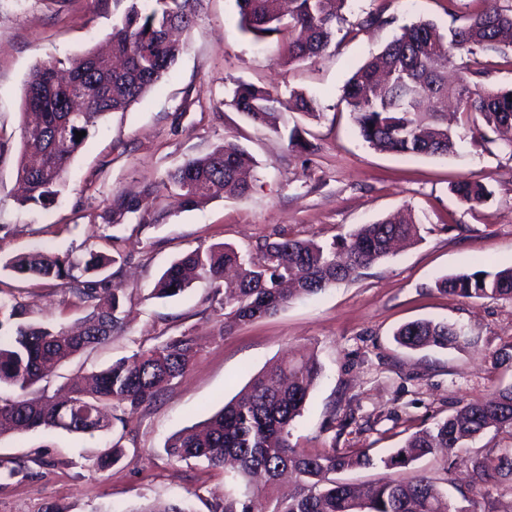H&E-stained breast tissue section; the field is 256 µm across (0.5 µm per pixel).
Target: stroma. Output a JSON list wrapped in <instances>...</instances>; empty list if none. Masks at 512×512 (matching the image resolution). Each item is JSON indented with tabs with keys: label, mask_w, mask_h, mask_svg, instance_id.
I'll use <instances>...</instances> for the list:
<instances>
[{
	"label": "stroma",
	"mask_w": 512,
	"mask_h": 512,
	"mask_svg": "<svg viewBox=\"0 0 512 512\" xmlns=\"http://www.w3.org/2000/svg\"><path fill=\"white\" fill-rule=\"evenodd\" d=\"M484 7L508 13L512 0H351L330 47L316 59L289 64L281 36L259 39L240 29L235 0H200L169 75L127 111L99 120L72 157L55 204L43 209L20 202L17 159L26 81L37 63L107 49L124 5L0 0V257L49 249L76 257L104 251L125 259L114 277L125 294L122 330L57 366L30 389V397L64 393L76 375L167 337L186 332L198 340L188 370L127 424L106 433L0 436V512H101L106 506L131 512L173 500L190 512H210L224 495L241 496V481L203 462L173 461L164 446L230 401L253 376L294 355H314L322 366L292 436L293 444L310 453L335 448L385 454L512 383V367L495 361L498 350L512 345V298L453 297L434 287L446 274L512 265V157L484 148L485 126L467 120L458 127L453 155L379 152L363 141L340 101L346 81L402 26L422 19L456 26ZM378 11L387 24L351 33L352 23ZM511 56L510 48L465 55L457 64H480L488 73L486 88L508 89ZM240 81L314 95L319 118L287 115L289 125L307 130L313 150L289 151L286 132L258 128L237 112L231 99ZM227 140L257 162L247 195L186 207L161 188L167 171ZM471 176L492 192L474 207L450 191L451 183ZM120 193L141 199L142 208L114 225L110 208ZM402 208L421 220L417 244L257 321L225 329L223 317L209 308L211 286L203 279L177 297L152 293L160 272L194 249L225 242L251 250L281 231L329 240ZM0 298L20 301L33 322L71 326L83 314L60 281L0 271ZM421 319L457 324L470 342L427 350L398 345L395 330ZM115 440L122 458L99 467ZM503 448H512V433L490 429L467 441L450 462L430 455L404 469H359L340 478L367 486L425 473L467 512H512L511 480L490 481L475 496L468 492L472 460ZM18 460L37 461L40 477H7V467Z\"/></svg>",
	"instance_id": "obj_1"
}]
</instances>
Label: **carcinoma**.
<instances>
[{
  "mask_svg": "<svg viewBox=\"0 0 512 512\" xmlns=\"http://www.w3.org/2000/svg\"><path fill=\"white\" fill-rule=\"evenodd\" d=\"M121 22L112 28V56L124 60L120 69L112 60L88 51L35 65L26 83L24 112L39 122L23 127V150L18 176L26 187L22 203L52 205L70 159L82 148L98 120L110 112H124L161 82L175 65L182 45L176 32L188 31L197 0H126ZM240 27L257 38L292 34L282 50L288 61L319 57L330 46L345 21L350 0H235ZM512 48V13L486 9L469 14L462 24L446 30L420 20L401 28L379 53L354 73L343 89L342 101L371 148L406 156H447L455 151L457 134L448 124V99L454 111L485 127H512V89L487 90L480 79L487 71L467 69L461 84L448 88V66L464 52L475 56L487 50ZM56 71L71 83L52 81ZM81 99L83 111H70V100ZM282 101L278 94L252 83L238 82L232 106L254 125L280 130ZM288 110L317 118L318 101L303 92L288 99ZM68 129L67 139L59 131ZM86 135L76 139V133ZM305 131L288 133L291 151L308 150ZM254 158L240 145L224 141L212 152L186 160L169 170L165 183L177 189L184 205L226 193L244 196L252 188ZM450 191L463 203L480 205L492 191L480 179L454 182ZM139 203L123 195L112 200V223L118 225ZM418 236V222L407 213L374 224H363L347 236L330 242L298 239L281 231L277 239L243 253L220 243L194 250L174 260L156 280L154 294L169 298L183 293L191 276L213 286L224 327L272 315L290 300L317 295L358 270L389 255L393 245ZM116 258L91 250L82 258L39 250L0 260V269L23 277L52 278L69 286V293L85 310L77 335L48 323L26 320L24 305L0 299V386L16 391L0 397V436L10 432L63 429L72 433L107 430L125 416L155 402L180 377L196 355L194 337L170 336L150 347H140L72 387L70 401L36 403L27 391L50 369L81 352L107 342L122 327L124 294L103 276ZM438 292L464 298L512 297V266L495 272L476 271L442 276ZM410 349L442 348L460 344L464 334L454 325L414 321L395 333ZM322 367L313 357L292 358L255 375L230 402L196 426L173 435L166 455L177 462L202 460L211 467L231 465L236 477L261 483L242 499L224 497L211 512H456L435 485L419 474L406 482L383 479L360 489L336 479V473L358 468L396 470L437 452L448 456L488 428L512 431V383L495 399L463 406L455 414L409 437L383 456L366 450L335 448L312 455L292 445L296 420L302 416ZM499 476L512 480V448L473 462L471 488Z\"/></svg>",
  "mask_w": 512,
  "mask_h": 512,
  "instance_id": "obj_1",
  "label": "carcinoma"
}]
</instances>
